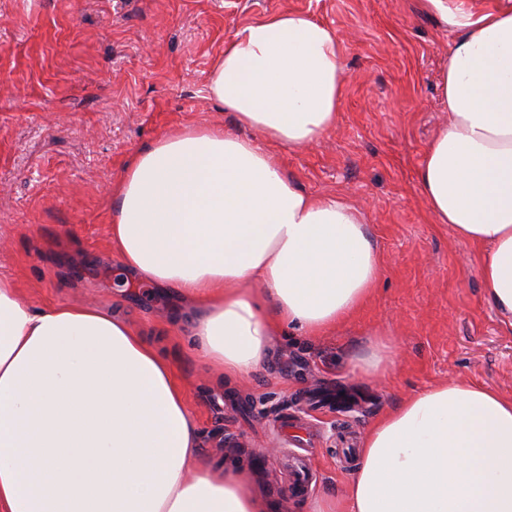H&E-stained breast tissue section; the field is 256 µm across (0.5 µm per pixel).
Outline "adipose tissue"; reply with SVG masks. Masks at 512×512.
Returning a JSON list of instances; mask_svg holds the SVG:
<instances>
[{
  "label": "adipose tissue",
  "instance_id": "adipose-tissue-1",
  "mask_svg": "<svg viewBox=\"0 0 512 512\" xmlns=\"http://www.w3.org/2000/svg\"><path fill=\"white\" fill-rule=\"evenodd\" d=\"M450 35L448 120L417 172L437 224L483 253L484 298L512 327V0H419ZM210 97L237 128H183L140 151L113 190L110 246L139 282L195 310V352L227 378L255 372L283 327L347 325L383 274L362 210L316 196L273 146L337 122V32L283 10L249 22L212 62ZM262 141L239 135V128ZM238 470L214 466L170 361L119 313L33 307L0 277V512H268ZM306 512H512V398L448 380L365 431L343 499Z\"/></svg>",
  "mask_w": 512,
  "mask_h": 512
}]
</instances>
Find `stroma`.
<instances>
[{
  "label": "stroma",
  "mask_w": 512,
  "mask_h": 512,
  "mask_svg": "<svg viewBox=\"0 0 512 512\" xmlns=\"http://www.w3.org/2000/svg\"><path fill=\"white\" fill-rule=\"evenodd\" d=\"M283 9L337 32L346 87L335 128L308 147L277 148V159L301 190L364 210L383 276L350 325L277 335L265 368L223 382L168 325L174 289L118 287L112 189L168 132L234 127L207 94L211 63L241 27ZM447 50L418 0H0V275L34 306L121 308L171 361L205 455L236 466L274 512H304L281 466L295 448L272 431L287 409L314 423L312 494L343 497L355 464L336 457L341 425L364 434L451 377L512 396V328L483 300L480 250L433 223L417 182L447 118L438 87ZM372 332L401 348L383 380L350 373Z\"/></svg>",
  "instance_id": "stroma-1"
}]
</instances>
